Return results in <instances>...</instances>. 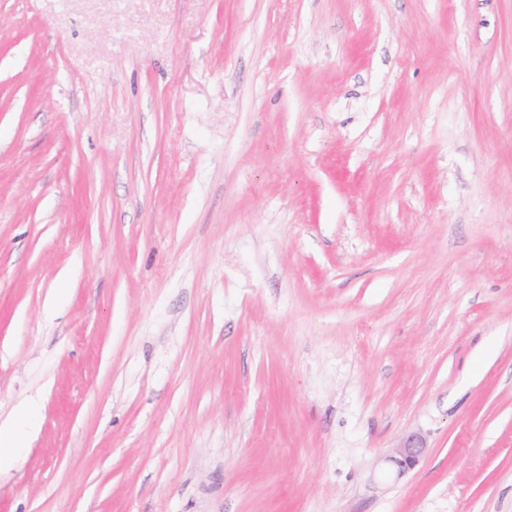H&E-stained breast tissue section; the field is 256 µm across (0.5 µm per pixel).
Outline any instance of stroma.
<instances>
[{
  "label": "stroma",
  "mask_w": 512,
  "mask_h": 512,
  "mask_svg": "<svg viewBox=\"0 0 512 512\" xmlns=\"http://www.w3.org/2000/svg\"><path fill=\"white\" fill-rule=\"evenodd\" d=\"M31 405L0 512H512V0H0ZM425 451L424 439L419 435L412 434L391 449L385 457V462L398 475H403L417 466Z\"/></svg>",
  "instance_id": "35a3bbf8"
}]
</instances>
